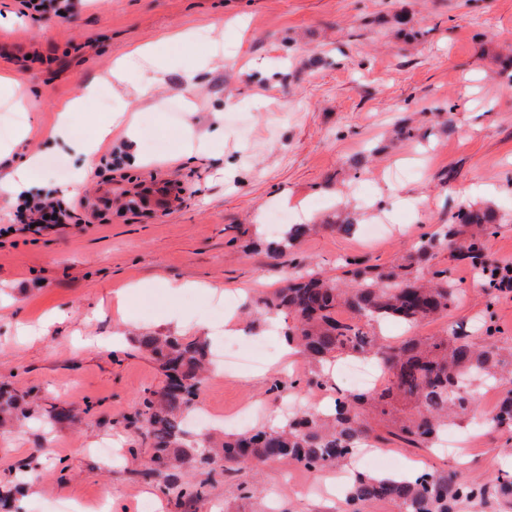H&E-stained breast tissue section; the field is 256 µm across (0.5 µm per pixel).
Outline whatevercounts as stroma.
<instances>
[{"instance_id":"obj_1","label":"stroma","mask_w":512,"mask_h":512,"mask_svg":"<svg viewBox=\"0 0 512 512\" xmlns=\"http://www.w3.org/2000/svg\"><path fill=\"white\" fill-rule=\"evenodd\" d=\"M73 15L45 21L22 15L18 0H0V75L20 77L28 98L29 134L20 147L38 160V176L66 188L82 163L56 147L58 105L82 88H106L107 105L89 100L71 135L87 138L92 117L109 103L138 98L137 77L109 74L134 49L158 45L174 68L145 98L138 120L149 164L129 163L114 141L78 193L67 196L77 223L36 235L0 238V385L23 394L29 417L0 428V486L20 469L30 480L14 512H189L172 491L142 477L147 455L128 419L147 389L165 377L129 336L160 333L215 338L218 315L232 314V338L260 344L255 362L236 373L209 374L199 405L249 424L280 413L275 379L295 381L305 403L331 397L309 384L303 357L282 362V331L247 329L243 302L270 295L293 262L339 276L345 257L397 263L460 204H490L502 219L490 241L499 263H512V0H73ZM195 34L192 42L182 41ZM209 59L192 109H185L182 71ZM416 127L396 139L394 122ZM207 134V147L184 159L186 126ZM491 197L472 196V186ZM273 206L313 225L297 249L271 258L262 244ZM348 208L359 224H377L366 239L329 227ZM463 289L447 315L410 328L389 325L393 342L471 327L490 311L512 342V294L476 284L465 261L440 251ZM199 283L193 294L173 285ZM206 331H198V321ZM126 336L120 350L112 338ZM74 410L52 424L49 405ZM117 443L122 456L105 466L94 448ZM396 470L417 462L465 478L512 467V433L488 430L469 464L448 452L410 448L390 439ZM305 493L294 492L292 481ZM206 512H341L342 500L316 477L278 463L259 474L217 475Z\"/></svg>"}]
</instances>
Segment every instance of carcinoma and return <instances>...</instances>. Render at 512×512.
<instances>
[{
    "label": "carcinoma",
    "instance_id": "carcinoma-1",
    "mask_svg": "<svg viewBox=\"0 0 512 512\" xmlns=\"http://www.w3.org/2000/svg\"><path fill=\"white\" fill-rule=\"evenodd\" d=\"M457 223L442 224L415 243L399 262L369 265L355 258L339 263L344 279L328 278L295 265L272 296L258 300L257 313L284 317V336L308 363L323 366L341 354L375 360L387 373L380 390L337 394L326 411L300 408L280 426L224 434L191 441L187 417L209 372L210 342L145 333L132 337L135 348L155 358L166 384L146 390L135 412L136 434L153 449L143 471L173 484L174 468L197 471L204 478L185 484L178 500L188 506L205 496L217 472L258 469L270 462L300 465L309 471L339 468L367 444L380 447L381 421L396 425L395 435L415 448H434L448 425L475 419L474 388L493 386L512 375V346L502 344L492 326L481 342L463 331L445 336H411L394 344L381 327L391 321L414 327L453 307L461 288L448 270L432 264L434 251L450 249V256L469 261L477 276L496 287L488 257L489 240L499 219L490 208L462 204ZM311 224H290L284 235L268 243L276 258L311 230ZM348 309L352 318L336 312ZM26 416L17 396L0 392V417ZM495 429H512V389L502 396L490 419ZM390 501L398 512H466L489 507L512 509V473L501 471L482 481L467 482L446 472L425 471L393 477L355 472L344 499V512H364L368 503Z\"/></svg>",
    "mask_w": 512,
    "mask_h": 512
}]
</instances>
